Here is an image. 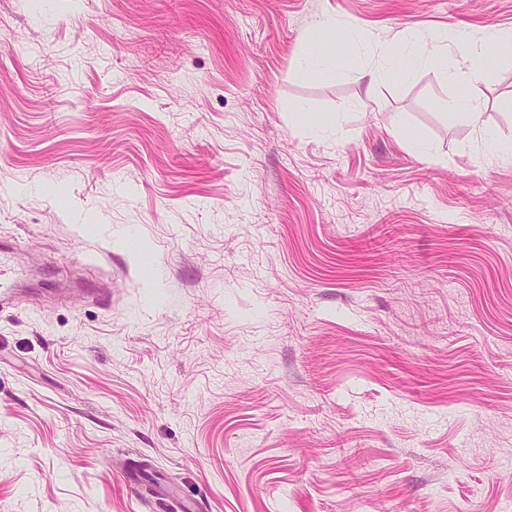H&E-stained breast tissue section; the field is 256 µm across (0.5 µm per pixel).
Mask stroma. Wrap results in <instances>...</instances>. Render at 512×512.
<instances>
[{
	"label": "stroma",
	"instance_id": "obj_1",
	"mask_svg": "<svg viewBox=\"0 0 512 512\" xmlns=\"http://www.w3.org/2000/svg\"><path fill=\"white\" fill-rule=\"evenodd\" d=\"M496 28L512 0H0V512H512ZM460 33L476 121L403 67ZM486 71V58L473 51H462L452 63L451 76L467 87H476L483 83ZM22 278V271L16 266L15 252L9 244L0 246V302H7L16 296V288Z\"/></svg>",
	"mask_w": 512,
	"mask_h": 512
}]
</instances>
